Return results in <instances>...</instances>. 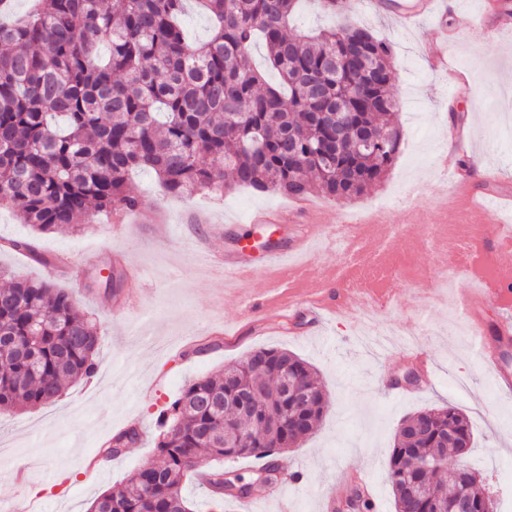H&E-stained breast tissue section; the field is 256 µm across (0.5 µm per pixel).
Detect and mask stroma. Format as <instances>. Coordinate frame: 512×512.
<instances>
[{
    "instance_id": "1",
    "label": "stroma",
    "mask_w": 512,
    "mask_h": 512,
    "mask_svg": "<svg viewBox=\"0 0 512 512\" xmlns=\"http://www.w3.org/2000/svg\"><path fill=\"white\" fill-rule=\"evenodd\" d=\"M338 11L392 47L397 96L392 121L402 147L383 181L364 195L334 201L317 193L313 201L351 222L378 210L387 223L409 224L407 236L391 238L390 252L398 265L429 268L428 226L453 224L460 210L440 165L449 118L472 131L465 155L478 174L498 176L512 186V94L503 82L512 73V28L488 38L458 27L456 14L444 13L448 67L437 70L428 55L441 26L427 20L406 26L362 9L357 0H340ZM127 188L139 210L159 212L157 222H126L115 212L92 224L37 234L12 209L0 206V238L34 237L50 260L43 266L24 252L1 247L0 271L65 289L100 336V366L93 378L68 384L55 402L0 421V437L17 444L15 454L0 462V505L88 512L100 493L157 462L160 416L189 381L266 347L306 360L319 376L328 406L320 427L279 457L302 473L301 484L287 486L281 499L266 501L265 485L255 483L247 512H282L286 503L294 512H317L320 493H331L338 502L351 482L361 480L379 496L384 512H395L386 477L396 430L416 411L446 405L468 415L475 436L470 461L482 470L497 512H512V396L499 395L490 384L467 324L451 307L434 304L421 290L378 314V331L414 335L431 356L430 383L390 397L386 381L418 365L408 347L392 346L384 353L368 348L356 313L348 309L339 311L323 337L302 313L285 331L252 329L226 303L227 284L191 258L188 246L197 240L194 212L211 214L208 244L221 252L240 245L254 213L278 209L286 197L243 188L173 197L147 169L132 171ZM108 265L123 272L132 265L141 268L140 281L122 283L136 305L124 306L111 295L102 275ZM224 328L233 330L232 339L221 337ZM131 427L139 432L136 443L118 458L103 459L102 448Z\"/></svg>"
}]
</instances>
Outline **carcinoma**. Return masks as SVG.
I'll use <instances>...</instances> for the list:
<instances>
[{
	"mask_svg": "<svg viewBox=\"0 0 512 512\" xmlns=\"http://www.w3.org/2000/svg\"><path fill=\"white\" fill-rule=\"evenodd\" d=\"M184 0H38L33 11L0 22V205L46 232L100 213L133 210L130 171L150 169L181 197L235 187L346 200L380 182L401 146L389 123L397 107L389 44L336 14L311 35L288 34L297 0H198L214 21L210 38L187 40L178 17ZM260 38L279 83L253 66ZM107 53L100 54V47ZM341 109H336V103ZM341 140H336V133ZM0 418L62 396L65 383L98 368L99 336L72 296L47 281L14 279L0 288ZM309 391L298 400L284 375ZM255 394L252 411L239 400ZM326 394L308 362L284 349L258 348L196 378L172 403L159 435L160 462L103 492L90 512H192L187 473L202 458L266 459L311 433ZM473 444L467 416L453 406L420 410L402 421L388 460L396 512H431L406 492H463L456 472L425 468L441 449ZM224 506L244 507L251 481L236 471L210 473Z\"/></svg>",
	"mask_w": 512,
	"mask_h": 512,
	"instance_id": "1",
	"label": "carcinoma"
}]
</instances>
